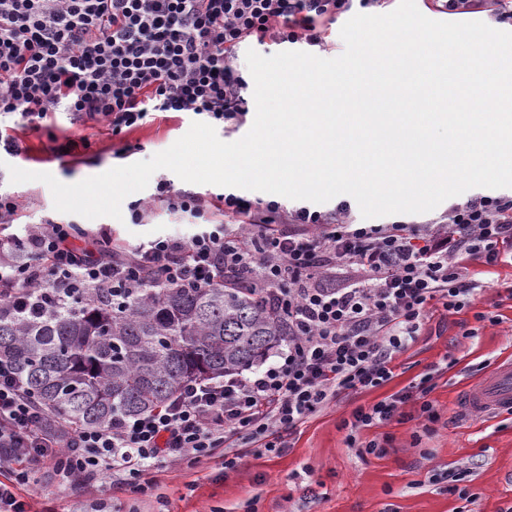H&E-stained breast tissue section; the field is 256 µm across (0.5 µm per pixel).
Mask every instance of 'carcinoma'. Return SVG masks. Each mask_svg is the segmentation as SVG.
<instances>
[{
  "instance_id": "1",
  "label": "carcinoma",
  "mask_w": 512,
  "mask_h": 512,
  "mask_svg": "<svg viewBox=\"0 0 512 512\" xmlns=\"http://www.w3.org/2000/svg\"><path fill=\"white\" fill-rule=\"evenodd\" d=\"M288 342V314L246 288L149 281L122 309L99 288L31 315L0 309V361L59 421L102 426L190 380L250 368Z\"/></svg>"
}]
</instances>
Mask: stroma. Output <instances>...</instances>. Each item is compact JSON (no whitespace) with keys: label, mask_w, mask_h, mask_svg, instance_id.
Segmentation results:
<instances>
[{"label":"stroma","mask_w":512,"mask_h":512,"mask_svg":"<svg viewBox=\"0 0 512 512\" xmlns=\"http://www.w3.org/2000/svg\"><path fill=\"white\" fill-rule=\"evenodd\" d=\"M195 120L188 112H158L142 126L115 137L106 122L73 125L60 114L45 131L15 128L26 151L9 163L73 184L124 162L149 159L182 137ZM53 135L84 136L90 146L77 155L51 160L45 148ZM128 143L133 146L129 153L123 150ZM153 178V184L123 200L117 220L59 212L46 184H14L9 173H2L0 190L16 197L21 210L14 223L0 227V233L20 235L26 225L50 218L87 231L108 225L129 248L162 235L191 237L198 226L190 216L157 207L149 219L136 224L131 203L150 199L161 179L175 190L209 198L219 193V186L187 183L168 170L157 171ZM475 273L483 289L470 307L451 315L433 306L416 342L395 359L390 381L340 395L291 436L290 447L282 454L247 455L232 471L225 470L218 458L168 466L159 475L157 493L147 495L115 488L104 476L83 491L30 464L20 493L33 512H41L47 498L57 512H97L101 507L106 512H156L161 505L168 512H512V413L463 417L457 409L460 389L487 374L500 359L512 358V266L489 272L479 266ZM479 312L484 321L476 320ZM471 328L476 331L472 337L467 334ZM425 377L431 385L428 398L441 415L434 432L417 436L414 422L396 418L358 433L362 442L387 439L383 453L361 455L346 447L343 423L356 409L407 390ZM452 475L460 489L473 494V501L449 492ZM309 487L315 498H306Z\"/></svg>","instance_id":"35a3bbf8"}]
</instances>
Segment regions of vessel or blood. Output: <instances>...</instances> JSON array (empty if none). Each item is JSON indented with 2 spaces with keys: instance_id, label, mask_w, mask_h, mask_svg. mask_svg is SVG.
<instances>
[{
  "instance_id": "vessel-or-blood-1",
  "label": "vessel or blood",
  "mask_w": 512,
  "mask_h": 512,
  "mask_svg": "<svg viewBox=\"0 0 512 512\" xmlns=\"http://www.w3.org/2000/svg\"><path fill=\"white\" fill-rule=\"evenodd\" d=\"M458 408L466 416L512 412V360H503L489 375L462 391Z\"/></svg>"
}]
</instances>
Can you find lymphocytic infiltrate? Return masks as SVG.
Wrapping results in <instances>:
<instances>
[{
    "mask_svg": "<svg viewBox=\"0 0 512 512\" xmlns=\"http://www.w3.org/2000/svg\"><path fill=\"white\" fill-rule=\"evenodd\" d=\"M388 0H0V119L31 130L65 113L71 123L106 122L119 136L153 112H191L209 124L242 125L248 83L242 45L273 38L323 45L337 15ZM436 11L487 13L512 22V0H432ZM204 218L191 238L157 237L127 250L109 229L81 236L46 221L0 239V306L40 292L62 305L90 288L138 295L147 281L206 287L224 281L268 296L288 311L279 361L184 385L166 408L111 424H60L25 394L0 362V512H31L19 495V463L52 468L91 485L110 475L134 492L157 486L156 464L213 456L235 468L253 451L279 454L288 438L342 393L376 388L415 342L431 307L470 306L483 285L472 265H512V197L477 196L452 205L445 223L351 227L348 205L331 212L233 193L204 197L159 181L149 202L131 205L140 223L154 204ZM425 383L359 408L347 447L362 428L403 416L419 401L438 413Z\"/></svg>",
    "mask_w": 512,
    "mask_h": 512,
    "instance_id": "f902f5d3",
    "label": "lymphocytic infiltrate"
}]
</instances>
